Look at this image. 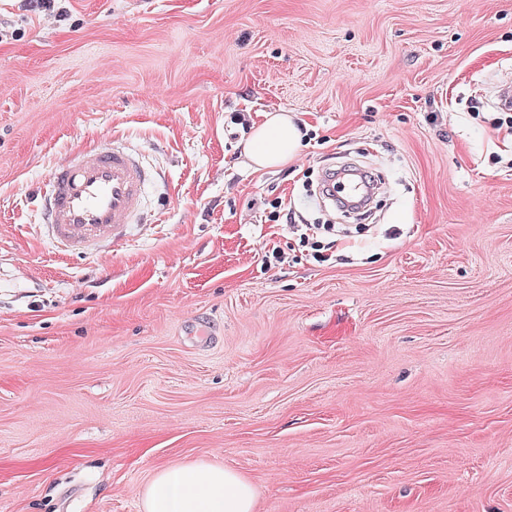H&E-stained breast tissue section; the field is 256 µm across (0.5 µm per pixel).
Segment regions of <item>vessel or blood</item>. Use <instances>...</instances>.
Listing matches in <instances>:
<instances>
[{
  "label": "vessel or blood",
  "mask_w": 512,
  "mask_h": 512,
  "mask_svg": "<svg viewBox=\"0 0 512 512\" xmlns=\"http://www.w3.org/2000/svg\"><path fill=\"white\" fill-rule=\"evenodd\" d=\"M150 175L115 141L84 146L56 163L42 188L43 224L65 254L94 255L125 240L145 214Z\"/></svg>",
  "instance_id": "obj_1"
}]
</instances>
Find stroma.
Wrapping results in <instances>:
<instances>
[{
    "label": "stroma",
    "mask_w": 512,
    "mask_h": 512,
    "mask_svg": "<svg viewBox=\"0 0 512 512\" xmlns=\"http://www.w3.org/2000/svg\"><path fill=\"white\" fill-rule=\"evenodd\" d=\"M508 80L512 0H0V512H141L198 459L256 512H512ZM114 138L148 221L59 254L37 190ZM347 166L384 189L328 232ZM263 118L252 128L243 152L257 170L282 168L299 151L306 125L288 112H269Z\"/></svg>",
    "instance_id": "1"
}]
</instances>
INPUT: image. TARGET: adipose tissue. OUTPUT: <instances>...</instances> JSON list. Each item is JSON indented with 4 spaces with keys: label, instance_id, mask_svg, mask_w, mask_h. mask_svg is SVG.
<instances>
[{
    "label": "adipose tissue",
    "instance_id": "ef3b65f1",
    "mask_svg": "<svg viewBox=\"0 0 512 512\" xmlns=\"http://www.w3.org/2000/svg\"><path fill=\"white\" fill-rule=\"evenodd\" d=\"M307 129L290 113L269 112L254 125L243 152L258 170L294 159ZM257 492L241 473L219 463L179 462L157 468L141 493L143 512H255Z\"/></svg>",
    "mask_w": 512,
    "mask_h": 512
}]
</instances>
